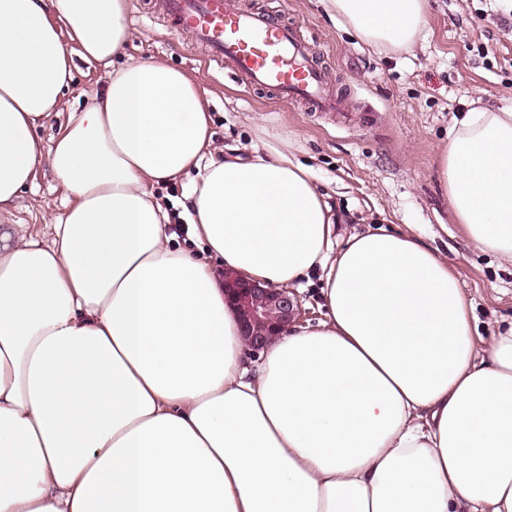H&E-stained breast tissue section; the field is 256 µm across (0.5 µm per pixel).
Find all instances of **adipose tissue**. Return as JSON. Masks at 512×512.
I'll use <instances>...</instances> for the list:
<instances>
[{
    "instance_id": "obj_1",
    "label": "adipose tissue",
    "mask_w": 512,
    "mask_h": 512,
    "mask_svg": "<svg viewBox=\"0 0 512 512\" xmlns=\"http://www.w3.org/2000/svg\"><path fill=\"white\" fill-rule=\"evenodd\" d=\"M411 50L427 0H324ZM126 0H0V212L48 165L66 211L0 224V512H512V325L481 337L420 236L335 237L288 139L216 154L206 91L122 61ZM102 98L49 141L73 60ZM452 212L512 258V107L475 108L439 161ZM198 177L171 246L152 186ZM321 272L324 315L259 356L217 271Z\"/></svg>"
}]
</instances>
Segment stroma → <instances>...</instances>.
Here are the masks:
<instances>
[{
  "instance_id": "35a3bbf8",
  "label": "stroma",
  "mask_w": 512,
  "mask_h": 512,
  "mask_svg": "<svg viewBox=\"0 0 512 512\" xmlns=\"http://www.w3.org/2000/svg\"><path fill=\"white\" fill-rule=\"evenodd\" d=\"M156 0H127L125 53L155 58L196 77L207 90L216 148L247 151L258 141L295 134L298 157L311 165L339 218L337 234L378 227L413 231L436 248L457 275L481 335L512 321V259L482 251L457 224L438 171L450 132L477 106H512V18L497 0H430L423 40L410 51L376 50L332 20L322 0H284L281 9L323 53L339 107L305 111L295 101L247 87L209 64L157 18ZM104 70L76 60L59 116L38 130L58 134L103 88ZM67 192L40 166L5 224L37 232L63 214Z\"/></svg>"
}]
</instances>
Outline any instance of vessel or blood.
<instances>
[{"instance_id": "b4317fda", "label": "vessel or blood", "mask_w": 512, "mask_h": 512, "mask_svg": "<svg viewBox=\"0 0 512 512\" xmlns=\"http://www.w3.org/2000/svg\"><path fill=\"white\" fill-rule=\"evenodd\" d=\"M159 17L187 43L203 47L209 61L231 66L252 89L302 102L310 112L335 111L316 55L278 15L240 8L235 0H163Z\"/></svg>"}]
</instances>
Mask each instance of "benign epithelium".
Instances as JSON below:
<instances>
[{"label": "benign epithelium", "mask_w": 512, "mask_h": 512, "mask_svg": "<svg viewBox=\"0 0 512 512\" xmlns=\"http://www.w3.org/2000/svg\"><path fill=\"white\" fill-rule=\"evenodd\" d=\"M224 289L237 311L241 336L255 353L303 319L301 302L288 288H275L226 272Z\"/></svg>", "instance_id": "7a95c632"}]
</instances>
